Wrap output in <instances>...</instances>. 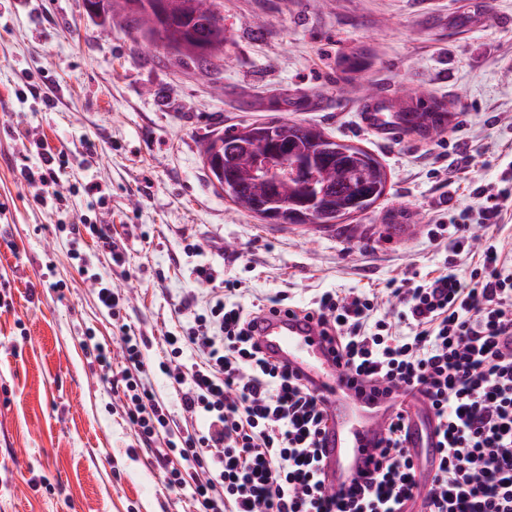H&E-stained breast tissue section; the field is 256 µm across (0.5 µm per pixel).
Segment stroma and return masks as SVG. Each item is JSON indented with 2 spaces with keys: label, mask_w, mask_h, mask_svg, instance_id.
Masks as SVG:
<instances>
[{
  "label": "stroma",
  "mask_w": 512,
  "mask_h": 512,
  "mask_svg": "<svg viewBox=\"0 0 512 512\" xmlns=\"http://www.w3.org/2000/svg\"><path fill=\"white\" fill-rule=\"evenodd\" d=\"M221 2L224 62L204 74L83 0H0V512H192L81 338L109 339L123 322L156 359L229 281L246 305L354 290L391 312L381 288L444 271L451 237L433 229L476 209L474 187L512 165V0ZM353 57L370 94L348 91ZM414 90L447 105L444 132L389 140L365 125V105L404 104ZM270 116L373 153L385 197L328 229L236 210L198 142ZM40 143L64 157V196L47 207L20 175ZM71 224L111 235L123 264L91 234L72 242ZM77 251L125 292L119 316L100 306ZM35 476L48 486L32 488Z\"/></svg>",
  "instance_id": "1"
}]
</instances>
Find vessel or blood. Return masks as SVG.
Masks as SVG:
<instances>
[{
    "mask_svg": "<svg viewBox=\"0 0 512 512\" xmlns=\"http://www.w3.org/2000/svg\"><path fill=\"white\" fill-rule=\"evenodd\" d=\"M258 333L273 360L288 364L327 399L321 471L330 486L351 485L369 467L389 421V396L368 384H349L343 361L331 352L316 322L281 311L263 315ZM411 416L413 448L431 447L430 409L414 402Z\"/></svg>",
    "mask_w": 512,
    "mask_h": 512,
    "instance_id": "b4317fda",
    "label": "vessel or blood"
}]
</instances>
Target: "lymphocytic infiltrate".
Wrapping results in <instances>:
<instances>
[{
    "label": "lymphocytic infiltrate",
    "instance_id": "obj_1",
    "mask_svg": "<svg viewBox=\"0 0 512 512\" xmlns=\"http://www.w3.org/2000/svg\"><path fill=\"white\" fill-rule=\"evenodd\" d=\"M476 219L453 220L454 258L473 255L472 223L489 233L468 277L448 271L405 279L390 293L397 319L377 315L373 293L326 291L305 308L356 375L409 393L433 409L438 460L429 480L408 448L409 411L397 406L373 471L349 488L325 486L320 455L326 403L287 365L269 359L254 334L260 314L285 306L279 293L258 304L235 301V285L213 296L183 335L167 339L150 364L147 337L121 327L127 363L112 376V348L84 342L109 373L129 423L155 445L170 491L194 512H512V250L493 241L512 213V187L477 192ZM163 375L190 427L174 431L166 399L149 383Z\"/></svg>",
    "mask_w": 512,
    "mask_h": 512
}]
</instances>
